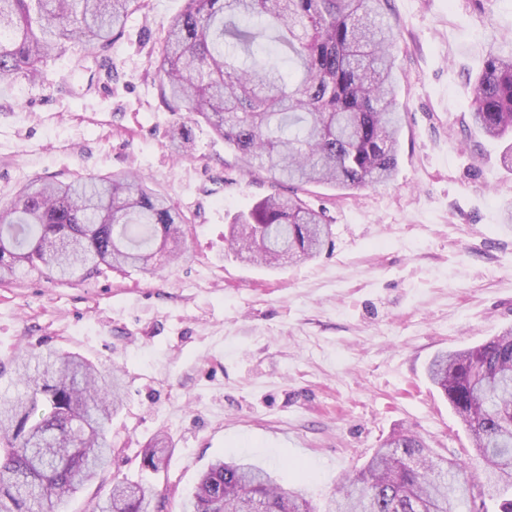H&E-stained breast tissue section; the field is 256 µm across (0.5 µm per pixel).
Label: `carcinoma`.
<instances>
[{
  "instance_id": "1",
  "label": "carcinoma",
  "mask_w": 512,
  "mask_h": 512,
  "mask_svg": "<svg viewBox=\"0 0 512 512\" xmlns=\"http://www.w3.org/2000/svg\"><path fill=\"white\" fill-rule=\"evenodd\" d=\"M386 0H184L168 23L156 77L161 102L180 118L169 143L185 154L203 122L239 156L302 187L353 191L393 179L402 116L396 37ZM145 0H0V82L40 80L47 62L110 49ZM472 126L512 140V36L485 47L472 82ZM186 215L145 179L125 172L30 183L0 206V283L25 275L82 281L105 270L156 271L182 257ZM323 213L298 194L269 195L239 213L225 236L236 257L275 267L310 260L331 243ZM429 380L466 427L472 450L436 456L399 431L359 474L347 475L324 512H512V329L437 353ZM118 370L78 353L25 352L13 393L0 397V512H54L110 462ZM160 446L143 466L157 471ZM155 493L127 480L87 512H158ZM182 512H316L300 489L244 459L216 460Z\"/></svg>"
}]
</instances>
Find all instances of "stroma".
<instances>
[{
    "mask_svg": "<svg viewBox=\"0 0 512 512\" xmlns=\"http://www.w3.org/2000/svg\"><path fill=\"white\" fill-rule=\"evenodd\" d=\"M146 3L112 48L111 74L83 51L50 62L45 80L0 84V203L36 178L131 171L189 221L183 257L157 273L0 285V363L60 349L126 382L111 464L64 512H85L117 477L181 512L219 457L250 458L320 506L393 431L461 452L467 433L426 366L512 328V223L501 220L512 172L502 144L467 126V77L488 41L512 34V0H387L405 112L396 175L347 195L301 190L332 245L274 269L238 261L224 229L289 188L245 174L203 123L190 154L173 151L177 116L161 107L154 72L184 0ZM161 434L168 463L154 473L141 451Z\"/></svg>",
    "mask_w": 512,
    "mask_h": 512,
    "instance_id": "35a3bbf8",
    "label": "stroma"
}]
</instances>
